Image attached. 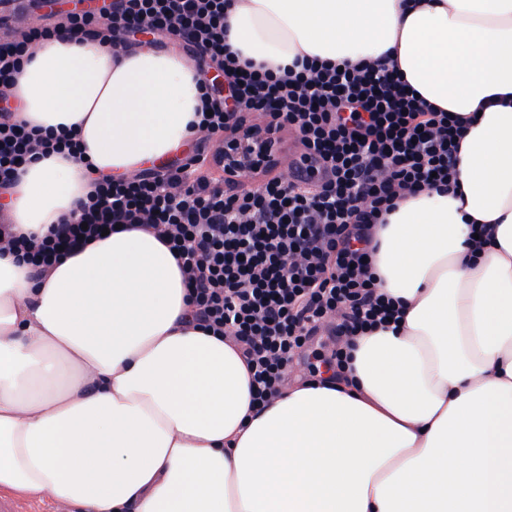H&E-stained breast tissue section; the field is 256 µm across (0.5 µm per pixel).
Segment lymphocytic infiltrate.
<instances>
[{"label": "lymphocytic infiltrate", "instance_id": "1", "mask_svg": "<svg viewBox=\"0 0 512 512\" xmlns=\"http://www.w3.org/2000/svg\"><path fill=\"white\" fill-rule=\"evenodd\" d=\"M229 0H109L69 13L72 36L149 26L190 41L224 72L228 96L203 92L194 155L200 163L99 182L77 221L40 238L17 236L0 213V252L37 270L117 225L142 224L169 247L188 288L192 319L232 340L250 373L255 405L287 380L295 359L322 335L336 342L326 364L344 373L350 338L398 319L374 275L371 227L385 223L404 192L450 184L461 128L426 107L379 64L326 66L318 59L277 72L240 62L224 45ZM22 0L0 19V92L25 54L52 28H19ZM261 112L280 146L294 145L301 179L270 168L258 186L224 189L223 166L205 161L213 137ZM67 132L41 133L0 113V188L36 156L77 153Z\"/></svg>", "mask_w": 512, "mask_h": 512}]
</instances>
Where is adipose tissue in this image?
Masks as SVG:
<instances>
[{"label":"adipose tissue","instance_id":"obj_1","mask_svg":"<svg viewBox=\"0 0 512 512\" xmlns=\"http://www.w3.org/2000/svg\"><path fill=\"white\" fill-rule=\"evenodd\" d=\"M224 43L269 67H393L464 125L457 192L409 195L375 230L402 322L355 337L347 376L294 378L257 412L152 233L41 276L0 253V495L74 512H512V0H231ZM198 78L172 47L41 41L10 88L16 118L72 131L82 155L25 165L0 194L14 232L44 235L98 177L179 153Z\"/></svg>","mask_w":512,"mask_h":512}]
</instances>
